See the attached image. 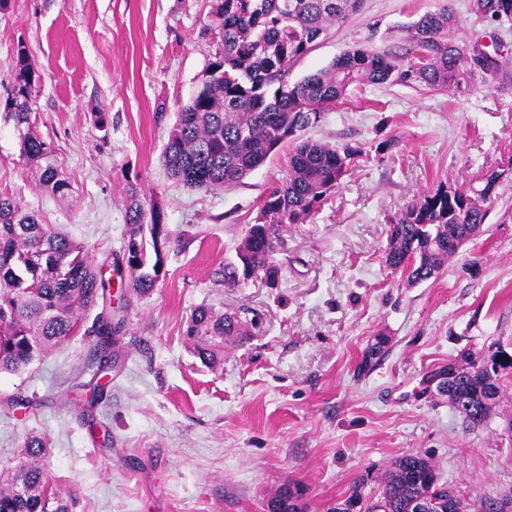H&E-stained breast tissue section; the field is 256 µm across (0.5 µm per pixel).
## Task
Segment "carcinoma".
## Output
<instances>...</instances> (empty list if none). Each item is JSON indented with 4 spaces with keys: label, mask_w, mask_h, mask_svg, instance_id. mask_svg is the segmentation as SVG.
<instances>
[{
    "label": "carcinoma",
    "mask_w": 512,
    "mask_h": 512,
    "mask_svg": "<svg viewBox=\"0 0 512 512\" xmlns=\"http://www.w3.org/2000/svg\"><path fill=\"white\" fill-rule=\"evenodd\" d=\"M363 0H211L203 35L216 44L200 84L177 113L163 152L173 179L190 189L212 191L238 184L263 165L275 148L318 122L336 107L350 87L400 82L450 89L460 66L479 56L448 39L456 23L444 6L408 26L405 54L378 53L359 46L328 66L288 85L290 68L326 34L329 27L362 8ZM471 11L492 23L512 21V0H471ZM36 72L24 50H17L6 99L5 118L13 121L20 156L32 169L38 188L65 199L70 183L52 143L33 131L32 97ZM358 150L318 140H302L288 154V175L262 199L259 213L236 250V261L224 264V287L239 288L260 276L277 287L275 256L283 248V228L304 224L320 203L338 188ZM504 170H487L480 187L439 184L423 192L391 221L386 264L407 273L412 283L436 276L458 245L477 236L489 215ZM126 223L131 226L122 256L134 274L133 290L149 293L162 264L161 217L146 209L135 186L126 190ZM152 243L153 264L147 261ZM112 287L82 246L42 223L34 210L0 194V373H16L45 355L82 327L83 314ZM255 323L197 307L185 336L205 365L216 363L220 341L250 335ZM112 315L100 314L95 326L100 361L112 342ZM388 351L379 334L366 350L369 365ZM449 376L442 394L472 427L483 425L501 395L502 376L512 373V353L499 346L476 363L462 356L434 370ZM15 463L5 468L0 485V512H67L42 465L43 438L30 436ZM425 498L428 512H481L486 496L465 500L455 495L448 507V485L439 483L431 459L419 453L397 456L379 478L366 472L352 491L329 512H413ZM268 512H303L301 491L285 484L267 502Z\"/></svg>",
    "instance_id": "cac0c4a2"
}]
</instances>
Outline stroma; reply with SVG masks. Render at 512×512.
<instances>
[{
  "mask_svg": "<svg viewBox=\"0 0 512 512\" xmlns=\"http://www.w3.org/2000/svg\"><path fill=\"white\" fill-rule=\"evenodd\" d=\"M450 6L449 39L489 54L486 78L448 90L388 83L349 88L304 139L360 154L307 223L288 225L279 285L226 288L265 193L288 173L285 141L240 183L194 190L162 163L176 115L212 53L200 31L208 0H9L0 10V193L108 265L127 238L125 193L137 186L165 224L163 258L145 296L112 282V367L77 334L24 371L0 374V470L25 437L69 512H266L282 485L304 488L305 512H327L365 472L404 453L432 457L464 497L512 492V375L487 422L470 427L425 384L436 367L494 343L512 352V170L480 234L436 278L409 283L385 262L390 222L424 190L480 185L512 156V28L471 13L469 0H365L292 68L289 83L364 46L404 52V26ZM25 49L38 82L33 129L53 142L68 200L42 193L3 117ZM108 125L98 128L97 113ZM206 305L262 326L226 341L203 365L185 337ZM389 350L369 368L373 336Z\"/></svg>",
  "mask_w": 512,
  "mask_h": 512,
  "instance_id": "stroma-1",
  "label": "stroma"
}]
</instances>
